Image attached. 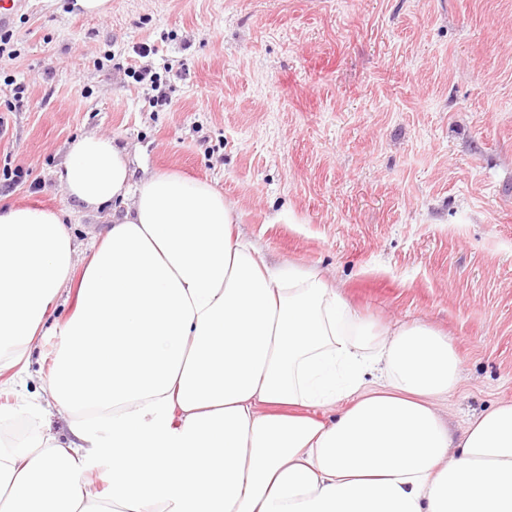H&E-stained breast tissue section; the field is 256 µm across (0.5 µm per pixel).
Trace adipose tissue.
<instances>
[{
    "instance_id": "ef3b65f1",
    "label": "adipose tissue",
    "mask_w": 512,
    "mask_h": 512,
    "mask_svg": "<svg viewBox=\"0 0 512 512\" xmlns=\"http://www.w3.org/2000/svg\"><path fill=\"white\" fill-rule=\"evenodd\" d=\"M58 178L112 217L82 256L59 211L0 205V372L54 333L36 412L69 416L0 439V512H512V404L454 437L447 337L362 320L323 273L271 264L220 190L134 179L110 137Z\"/></svg>"
}]
</instances>
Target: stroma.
Listing matches in <instances>:
<instances>
[{
	"instance_id": "35a3bbf8",
	"label": "stroma",
	"mask_w": 512,
	"mask_h": 512,
	"mask_svg": "<svg viewBox=\"0 0 512 512\" xmlns=\"http://www.w3.org/2000/svg\"><path fill=\"white\" fill-rule=\"evenodd\" d=\"M11 30L0 172L39 188L1 204L68 213L87 249L102 216L57 172L79 137H112L135 171L216 183L271 263L322 271L377 325L447 334L461 377L438 412L455 434L512 402V0H111L100 16L25 0ZM57 343L0 407L44 401Z\"/></svg>"
}]
</instances>
